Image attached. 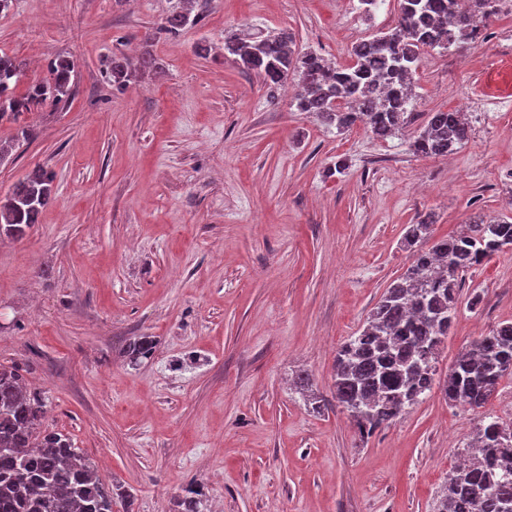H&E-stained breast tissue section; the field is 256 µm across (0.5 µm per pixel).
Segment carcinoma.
I'll return each instance as SVG.
<instances>
[{"label": "carcinoma", "mask_w": 512, "mask_h": 512, "mask_svg": "<svg viewBox=\"0 0 512 512\" xmlns=\"http://www.w3.org/2000/svg\"><path fill=\"white\" fill-rule=\"evenodd\" d=\"M499 0H399L397 24L352 49L353 63L337 67L322 55L293 49L288 29L266 36L224 37V55L262 78L269 95L295 77L301 88L299 112L344 131L356 123L386 140L414 119L409 111V81L427 48L449 50L473 42L477 28L497 12ZM201 20L190 0H177L164 30L178 33ZM160 70L148 52L137 58L113 55L107 70L112 86L122 88L144 69ZM48 78L16 94L23 63L0 53V121L20 117L47 103L65 104L71 96L74 63L58 54ZM400 92L380 95L378 80ZM469 125L461 113L436 111L411 142L414 152L446 156L466 144ZM53 172L35 168L0 197V240L25 238L54 200ZM432 221L408 226L405 246L412 264L386 289L365 327L338 350L334 363L335 398L370 434L423 401L435 384L437 352L454 325L464 281L461 273L505 249L512 250V223H488L476 216L464 232L440 238L428 249L417 245L431 236ZM151 336H136L125 347L127 364L150 359ZM512 371V322L479 337L448 370L442 391L451 404L480 407ZM45 398L29 390L20 368L0 364V512H113L114 489L100 480L94 465L57 431L37 430ZM203 491L188 485L176 512H206ZM439 512H512V427L498 420L481 426L468 458L448 475Z\"/></svg>", "instance_id": "obj_1"}]
</instances>
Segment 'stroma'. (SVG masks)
I'll return each mask as SVG.
<instances>
[{"instance_id":"35a3bbf8","label":"stroma","mask_w":512,"mask_h":512,"mask_svg":"<svg viewBox=\"0 0 512 512\" xmlns=\"http://www.w3.org/2000/svg\"><path fill=\"white\" fill-rule=\"evenodd\" d=\"M175 0H12L0 51L25 64L17 93L74 59L65 108L29 114L35 137L0 166V194L42 166L55 199L19 241H0V362L29 367L45 423L67 434L133 512H173L188 484L209 512H438L448 475L485 417L512 425V374L481 407L440 388L361 436L333 387L336 352L411 263L408 225L459 232L474 215L512 222V0L473 44L425 50L413 112L465 108L468 143L415 153L414 127L380 140L269 99L224 55L228 32L295 36L298 52L350 64L392 28L399 0H207L163 31ZM151 51L162 73L125 89L113 55ZM345 170H337V161ZM482 301L469 307L466 297ZM437 354L512 322V250L464 275ZM153 357L127 365L131 337ZM306 374L325 407L292 382ZM193 0H177L176 6L169 12L165 19L164 30L170 33H178L188 27H193L201 20L199 12L194 13ZM194 13V14H193Z\"/></svg>"}]
</instances>
